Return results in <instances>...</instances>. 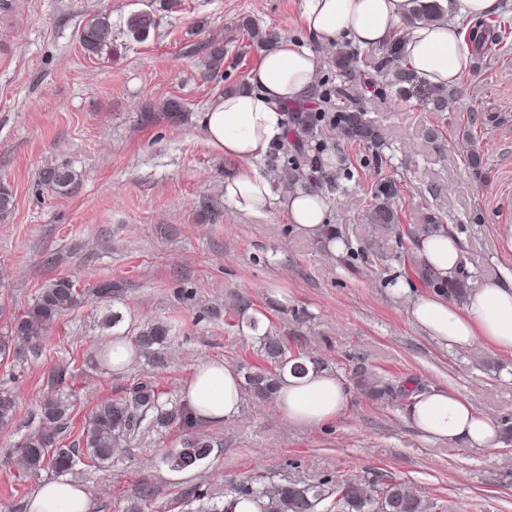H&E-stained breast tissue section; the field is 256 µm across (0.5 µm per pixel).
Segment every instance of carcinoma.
<instances>
[{"label":"carcinoma","mask_w":512,"mask_h":512,"mask_svg":"<svg viewBox=\"0 0 512 512\" xmlns=\"http://www.w3.org/2000/svg\"><path fill=\"white\" fill-rule=\"evenodd\" d=\"M445 9L437 0L420 3L415 9L413 20L424 23L442 22ZM155 17L147 12L135 13L127 20V31L136 39L146 38L155 28ZM470 42L474 49H490L501 35L497 28L488 22L471 26ZM112 40V23L108 16L99 15L83 27L80 43L87 53L99 54ZM377 58V70L388 85L412 83L414 72L400 66L403 56V42L393 37L384 44L361 50L353 48L343 51L340 65L356 60L361 55ZM456 93L445 86H434L429 93V105L434 112H444ZM183 111L182 103L168 99L162 103L148 102L142 107V116L151 121L164 118L177 120ZM327 122L341 131L347 139L366 144L372 148L381 147L383 139L378 127L366 118L360 105L334 106V111L293 112L290 116L289 132L294 136L299 154L295 159V174L288 179L289 186L304 182L311 187L329 185L339 188L341 175L347 172L344 164L336 172L325 169L322 156L325 143L319 139L321 122ZM77 180L76 172L67 164L51 165L40 175L41 183L51 187L56 193L66 195ZM397 195L394 181L384 180L375 188L374 203L370 212L371 227L374 232H386L399 222L393 199ZM411 268L422 283L437 292L461 298L466 293L464 273L456 277L440 278L425 264L412 261ZM80 292L68 278H60L43 289L38 299L27 311L15 316L7 333L0 336V353L10 354L18 360L37 359L45 349V335L49 326L62 314L79 303ZM171 327L151 324L144 327L137 336L138 347L149 349L168 339ZM261 364H242L243 389L246 396L257 401H271L275 398L278 385L288 365H293V373L306 372V363L321 366L319 359L303 353H296L283 337L268 331L262 338L259 350ZM73 376L70 364L53 366L47 375L39 409L41 426L28 435L14 452V464L22 474L45 469L67 472L76 463L88 467H102L112 463L122 453L123 445L132 433L140 429L147 412H153L150 425L157 427L176 426L185 431L179 446L170 449L164 461L173 471L197 469L204 464L213 450L212 443L205 436L194 431L195 420L190 411L182 406L162 410L158 404V392L147 381H140L131 388L130 395L120 399L107 400L91 412L82 427V447H65L58 439L61 426L71 414L72 405L61 397L60 388ZM370 392L378 395L396 394L404 399L412 393L423 390L414 386L411 390L395 389L384 381L366 382ZM16 398L9 392H0V424L10 422L15 415ZM230 498L222 505L214 504L208 512H233L234 504L241 500L258 503L260 512H316V507L326 503L323 512H366L375 506L376 512H437L439 506L410 490L402 483H388L378 487L360 480H323L313 483L287 484H240L229 491Z\"/></svg>","instance_id":"carcinoma-1"}]
</instances>
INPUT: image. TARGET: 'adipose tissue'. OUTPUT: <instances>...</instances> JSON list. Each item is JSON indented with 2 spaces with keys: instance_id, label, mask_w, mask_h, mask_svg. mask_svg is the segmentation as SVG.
Listing matches in <instances>:
<instances>
[{
  "instance_id": "adipose-tissue-1",
  "label": "adipose tissue",
  "mask_w": 512,
  "mask_h": 512,
  "mask_svg": "<svg viewBox=\"0 0 512 512\" xmlns=\"http://www.w3.org/2000/svg\"><path fill=\"white\" fill-rule=\"evenodd\" d=\"M450 16L441 24H408L413 0H304L303 21L310 36L332 47L348 40L375 46L395 28L405 34L404 56L415 74L435 85H455L470 60V50L454 22L474 21L495 13L499 0H439ZM319 60L309 49L280 39L251 70L246 89L217 97L203 112L201 123L208 145L226 158L240 160L244 169L224 180V196L238 211L266 212L271 200L267 179L251 168L286 130L282 109L311 91ZM284 207L292 221L310 236L325 227L328 205L321 192L298 189ZM421 257L441 277L457 272L464 255L459 242L441 230L421 243ZM411 319L438 345L468 349L485 342L512 351V282L489 280L456 304L441 294L415 297ZM242 379L222 361L203 362L183 391V399L202 422L235 418L241 410ZM348 399L344 381L334 372L307 368L301 375L286 371L276 405L292 425L318 426L339 414ZM411 424L427 439L469 448H495L500 429L473 409L460 395L432 390L411 396ZM29 512H90V500L78 485L57 479L44 482L29 504Z\"/></svg>"
}]
</instances>
